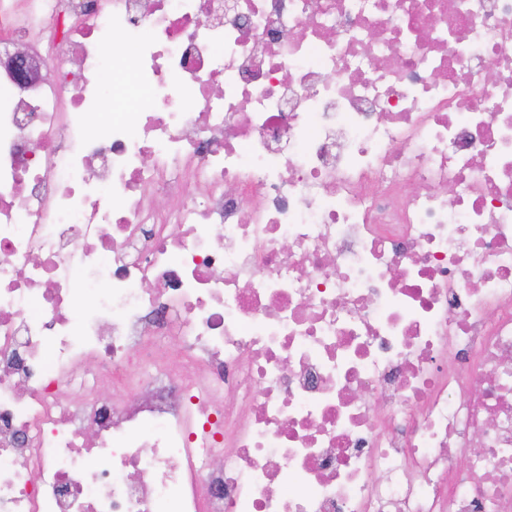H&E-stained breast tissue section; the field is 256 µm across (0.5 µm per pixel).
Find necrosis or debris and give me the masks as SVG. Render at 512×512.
<instances>
[{"label":"necrosis or debris","instance_id":"necrosis-or-debris-1","mask_svg":"<svg viewBox=\"0 0 512 512\" xmlns=\"http://www.w3.org/2000/svg\"><path fill=\"white\" fill-rule=\"evenodd\" d=\"M80 2L0 0V512H512V0ZM10 61L17 77L23 82L36 79L43 65V60L32 54L28 48L17 49L11 54Z\"/></svg>","mask_w":512,"mask_h":512}]
</instances>
